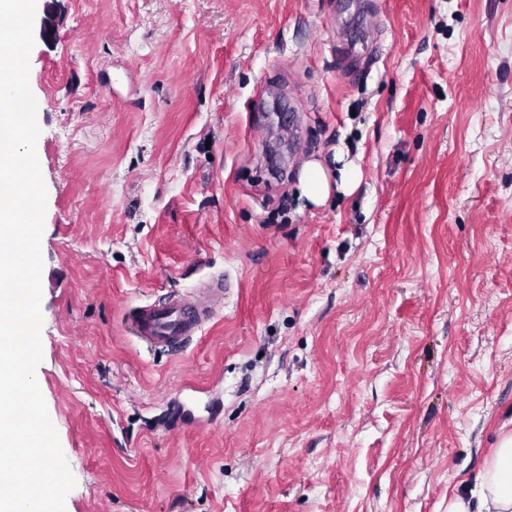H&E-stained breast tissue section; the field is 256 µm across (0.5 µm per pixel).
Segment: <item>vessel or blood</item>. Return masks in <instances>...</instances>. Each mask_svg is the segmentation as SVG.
<instances>
[{"label": "vessel or blood", "mask_w": 512, "mask_h": 512, "mask_svg": "<svg viewBox=\"0 0 512 512\" xmlns=\"http://www.w3.org/2000/svg\"><path fill=\"white\" fill-rule=\"evenodd\" d=\"M221 296L220 289H203L191 303L178 301L165 306H143L131 317L134 335L149 344H167L192 334L201 314Z\"/></svg>", "instance_id": "obj_1"}]
</instances>
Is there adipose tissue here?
<instances>
[{
  "label": "adipose tissue",
  "mask_w": 512,
  "mask_h": 512,
  "mask_svg": "<svg viewBox=\"0 0 512 512\" xmlns=\"http://www.w3.org/2000/svg\"><path fill=\"white\" fill-rule=\"evenodd\" d=\"M448 512H512V434L501 439L472 487L449 496Z\"/></svg>",
  "instance_id": "ef3b65f1"
}]
</instances>
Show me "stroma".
I'll return each mask as SVG.
<instances>
[{
    "label": "stroma",
    "mask_w": 512,
    "mask_h": 512,
    "mask_svg": "<svg viewBox=\"0 0 512 512\" xmlns=\"http://www.w3.org/2000/svg\"><path fill=\"white\" fill-rule=\"evenodd\" d=\"M55 27L29 85L65 512H447L512 419V0H58ZM339 148L358 186L300 200ZM213 278L191 338L128 331ZM331 193V182L324 166L315 160L307 162L301 180V194L314 206L323 205Z\"/></svg>",
    "instance_id": "stroma-1"
}]
</instances>
